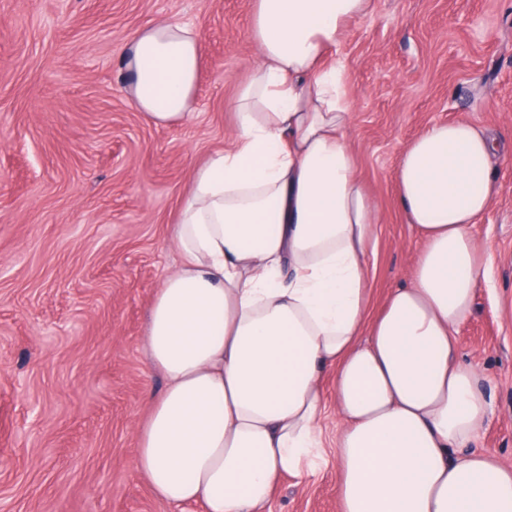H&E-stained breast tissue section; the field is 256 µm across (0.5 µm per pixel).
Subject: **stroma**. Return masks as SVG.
Masks as SVG:
<instances>
[{"label":"stroma","instance_id":"35a3bbf8","mask_svg":"<svg viewBox=\"0 0 512 512\" xmlns=\"http://www.w3.org/2000/svg\"><path fill=\"white\" fill-rule=\"evenodd\" d=\"M252 0H0V512H174L134 469L136 425L165 387L143 344L156 288L181 261L171 233L195 169L221 150L259 57ZM201 34L194 114L159 126L127 96L142 27ZM349 62L357 174L381 221L373 310L409 280L418 236L396 196L401 151L464 121L512 145V0H373ZM474 233L489 272L459 355L487 376L479 450L512 467V155L494 158ZM304 483L265 512H339L336 418Z\"/></svg>","mask_w":512,"mask_h":512}]
</instances>
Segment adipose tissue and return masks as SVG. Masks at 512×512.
<instances>
[{"mask_svg":"<svg viewBox=\"0 0 512 512\" xmlns=\"http://www.w3.org/2000/svg\"><path fill=\"white\" fill-rule=\"evenodd\" d=\"M371 8L253 0L260 59L228 145L194 173L172 229L181 265L148 313L144 353L166 387L137 427L134 468L173 506L263 512L283 478L314 474L329 380L340 512H512V468L474 448L485 374L457 344L486 272L471 227L491 205L499 146L466 122L407 144L395 184L420 249L372 313L378 209L347 144V60H325ZM200 62L196 28L138 30L133 105L182 122Z\"/></svg>","mask_w":512,"mask_h":512,"instance_id":"adipose-tissue-1","label":"adipose tissue"}]
</instances>
